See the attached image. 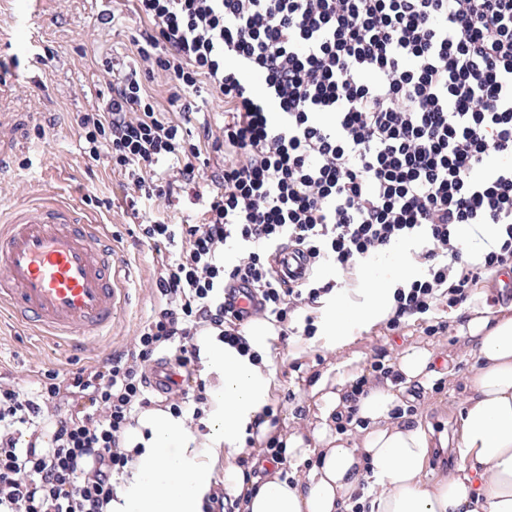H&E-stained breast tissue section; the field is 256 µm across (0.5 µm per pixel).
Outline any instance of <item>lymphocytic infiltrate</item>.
<instances>
[{"mask_svg":"<svg viewBox=\"0 0 512 512\" xmlns=\"http://www.w3.org/2000/svg\"><path fill=\"white\" fill-rule=\"evenodd\" d=\"M140 69L114 77L77 120L84 153L119 169L130 207L182 193L201 223L162 218L139 234L159 257L163 304L130 348L102 366L46 371L36 390L0 381V512H110L130 473L125 448L153 406L147 368L182 371L172 416L202 414L195 336L249 353L242 314L224 303L243 277L266 318L287 326L335 282L283 286V244L348 273L420 244L425 273L398 285L391 325L440 299L466 302L489 271L512 269V0H134ZM164 75L165 105L145 82ZM224 123L191 128L206 95ZM499 157L490 165L489 156ZM494 228L464 260L461 226Z\"/></svg>","mask_w":512,"mask_h":512,"instance_id":"1","label":"lymphocytic infiltrate"}]
</instances>
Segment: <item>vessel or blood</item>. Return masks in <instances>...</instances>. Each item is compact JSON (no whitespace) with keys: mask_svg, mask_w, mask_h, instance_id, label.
I'll list each match as a JSON object with an SVG mask.
<instances>
[{"mask_svg":"<svg viewBox=\"0 0 512 512\" xmlns=\"http://www.w3.org/2000/svg\"><path fill=\"white\" fill-rule=\"evenodd\" d=\"M272 267L284 280L308 272L291 247L277 252ZM126 269L105 225L91 223L74 203L48 197L15 208L0 224V309L71 349L111 331L128 300ZM235 290L236 308L258 316L252 286L240 279Z\"/></svg>","mask_w":512,"mask_h":512,"instance_id":"vessel-or-blood-1","label":"vessel or blood"}]
</instances>
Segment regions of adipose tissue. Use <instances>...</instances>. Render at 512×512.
Wrapping results in <instances>:
<instances>
[{
	"mask_svg": "<svg viewBox=\"0 0 512 512\" xmlns=\"http://www.w3.org/2000/svg\"><path fill=\"white\" fill-rule=\"evenodd\" d=\"M374 327L393 314L385 285L364 289L362 302L337 298L323 321L329 349L349 343L336 326L337 313ZM462 330L478 365L467 378L461 415L460 466L433 485L421 479L430 455L422 425L396 415L391 381L372 384L358 402L365 425L357 440L332 435L328 426L312 440L292 435L288 452L313 458L306 477L270 470L263 482L245 481L231 464L245 454L248 428L259 438L271 432L255 419L266 405L271 380L263 367L213 338H206V369L218 378L198 440L183 419L145 413L129 442L140 445L129 479L116 490L112 512H202L216 482L244 500V512H350L351 497L368 483L371 512H512V314L474 311Z\"/></svg>",
	"mask_w": 512,
	"mask_h": 512,
	"instance_id": "obj_1",
	"label": "adipose tissue"
}]
</instances>
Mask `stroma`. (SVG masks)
<instances>
[{"instance_id":"1","label":"stroma","mask_w":512,"mask_h":512,"mask_svg":"<svg viewBox=\"0 0 512 512\" xmlns=\"http://www.w3.org/2000/svg\"><path fill=\"white\" fill-rule=\"evenodd\" d=\"M119 21L103 23L94 0H7L0 5V30L19 34L15 49L0 52L5 70L0 73V119L16 134L18 151L0 175V214L23 204H35L44 194L81 204L83 212L108 231L124 252L131 275V303L110 335L88 337L82 350L34 336L10 320L0 321V377L30 386L47 370L62 373L99 366L111 352L129 346L140 325L157 310L153 250L133 234L137 217L125 201L122 175L85 156L75 131L78 113L91 111L105 60L116 58L125 67L137 64L131 41L140 26L131 0H112ZM47 54L41 90L30 83L29 58L34 50ZM105 199L98 208L85 202L89 190ZM426 266L421 250L400 245L382 256L361 263L349 275L333 264L315 268L322 281L335 282V295L356 299L367 278L390 284L419 277ZM477 297L456 308L438 303L424 315L402 319L398 327L365 329L348 324L350 343L341 350L325 347L322 334L274 339L268 354L273 384L268 403L277 417L275 430L282 436L310 435L320 420V403L313 385L334 381L353 372L375 379L374 360L394 366L410 347L434 351L452 360L453 377L434 376L415 385L400 408L408 421L429 431L435 449L422 473L431 483L450 476L457 466L442 444L460 437V413L467 396L465 379L477 363V353L460 329L461 317L471 310L496 312L512 306L503 296L496 275H485ZM445 322L441 333L427 335V325Z\"/></svg>"}]
</instances>
